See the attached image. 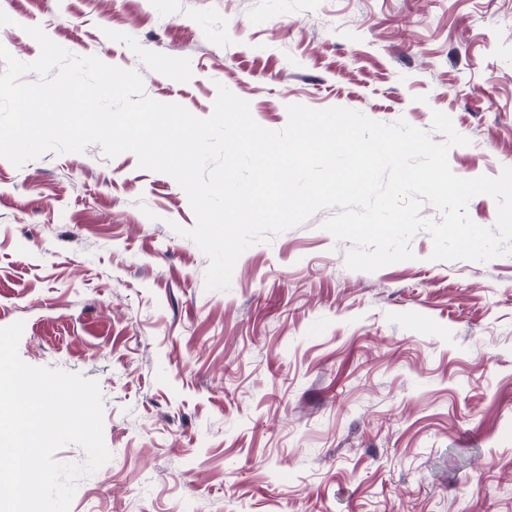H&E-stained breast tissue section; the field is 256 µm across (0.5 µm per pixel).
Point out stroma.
I'll return each mask as SVG.
<instances>
[{"label": "stroma", "mask_w": 512, "mask_h": 512, "mask_svg": "<svg viewBox=\"0 0 512 512\" xmlns=\"http://www.w3.org/2000/svg\"><path fill=\"white\" fill-rule=\"evenodd\" d=\"M0 45L38 26L213 112L218 86L282 129L343 107L431 132L463 178L512 167V0H0ZM246 249L230 286L195 216L135 154L0 158V327L21 359L96 380L110 460L69 512H512V252L374 272L324 230Z\"/></svg>", "instance_id": "obj_1"}]
</instances>
